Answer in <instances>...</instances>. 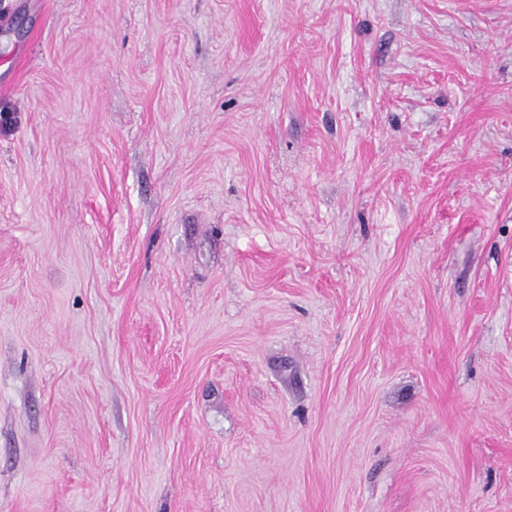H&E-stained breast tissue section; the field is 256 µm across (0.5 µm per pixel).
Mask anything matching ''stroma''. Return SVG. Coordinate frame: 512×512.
<instances>
[{"mask_svg": "<svg viewBox=\"0 0 512 512\" xmlns=\"http://www.w3.org/2000/svg\"><path fill=\"white\" fill-rule=\"evenodd\" d=\"M0 512H512V0H0Z\"/></svg>", "mask_w": 512, "mask_h": 512, "instance_id": "1", "label": "stroma"}]
</instances>
